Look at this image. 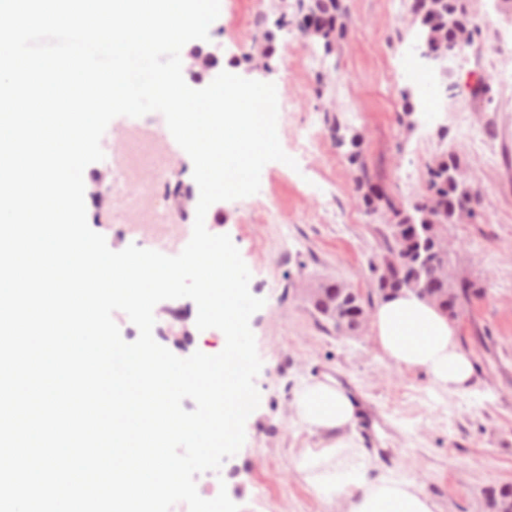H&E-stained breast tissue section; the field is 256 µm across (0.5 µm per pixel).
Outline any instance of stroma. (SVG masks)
Wrapping results in <instances>:
<instances>
[{
    "label": "stroma",
    "instance_id": "1",
    "mask_svg": "<svg viewBox=\"0 0 512 512\" xmlns=\"http://www.w3.org/2000/svg\"><path fill=\"white\" fill-rule=\"evenodd\" d=\"M209 28L218 70L274 83L278 98L293 101L278 115V137L297 168L271 162L261 172L258 203L274 204L277 220L263 222L241 201L214 203L205 218L210 233L228 234L251 272L249 290L265 304L250 319L262 368L255 379L259 407L245 424L239 452L207 479L226 485L241 512H344L341 502L316 497L290 459L319 438L296 423L292 402L306 382L333 379L359 394L382 420L379 474L413 483L437 504V512H490L486 492L512 486V88L496 78L493 60L459 64L442 80L444 109L427 111L414 83L397 67L396 52L416 31L410 11H388L386 0H340L345 39L331 49L321 42L293 43L282 18L299 15L298 0H223ZM480 30L512 37V7L504 0H466ZM273 43L272 69L261 73L250 57ZM480 112L500 165L482 166L463 137L458 117ZM322 127L313 154L297 149L308 123ZM360 134L361 156L351 163L340 136ZM103 161L84 171L90 228L110 249L134 244L174 256L192 235L194 208L177 210L171 186L195 191L193 164L175 142L162 114L119 116L102 139ZM459 155L470 184L482 195L481 216L445 230L454 280L474 282L479 292L460 300L454 324L470 354L477 381L466 392L436 387L421 370L387 361L372 330L358 337L325 330L302 290L318 282H342L361 298L375 283L368 264L381 257L389 224L387 208L371 210L368 187L386 191L409 207L428 194V170L448 152ZM330 206L326 223L311 217ZM192 332L181 346L167 332L172 312ZM155 340L180 357L215 355L224 335L196 330L197 306L188 298L154 308Z\"/></svg>",
    "mask_w": 512,
    "mask_h": 512
}]
</instances>
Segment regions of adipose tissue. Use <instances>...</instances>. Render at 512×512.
<instances>
[{"label":"adipose tissue","instance_id":"adipose-tissue-1","mask_svg":"<svg viewBox=\"0 0 512 512\" xmlns=\"http://www.w3.org/2000/svg\"><path fill=\"white\" fill-rule=\"evenodd\" d=\"M373 330L391 363L423 369L435 384L453 391L473 386V363L455 325L425 299L402 292L379 301ZM293 406L298 423L321 437L320 447L305 449L292 459L315 496L326 501L343 498L346 512H435L432 499L413 484L373 475L366 452L356 450L348 432L354 405L333 382L304 384L296 391Z\"/></svg>","mask_w":512,"mask_h":512}]
</instances>
